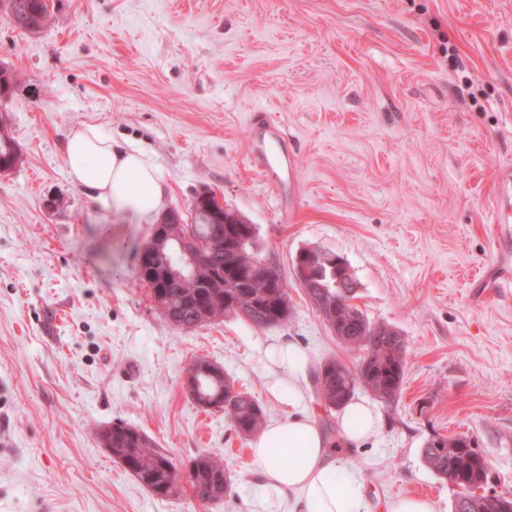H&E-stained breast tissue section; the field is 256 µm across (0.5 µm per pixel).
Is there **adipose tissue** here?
Instances as JSON below:
<instances>
[{
  "label": "adipose tissue",
  "instance_id": "ef3b65f1",
  "mask_svg": "<svg viewBox=\"0 0 512 512\" xmlns=\"http://www.w3.org/2000/svg\"><path fill=\"white\" fill-rule=\"evenodd\" d=\"M64 160L73 182L101 208L155 219L163 201V185L154 163L136 149H125L92 125L71 131ZM271 391L288 407V418L267 425L252 448L257 479L255 512H370L359 473L336 458L316 423L298 417L305 404L301 381L310 362L291 341L273 345ZM380 426L378 413L353 400L340 415V445L360 443Z\"/></svg>",
  "mask_w": 512,
  "mask_h": 512
}]
</instances>
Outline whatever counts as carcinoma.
Here are the masks:
<instances>
[{
    "label": "carcinoma",
    "mask_w": 512,
    "mask_h": 512,
    "mask_svg": "<svg viewBox=\"0 0 512 512\" xmlns=\"http://www.w3.org/2000/svg\"><path fill=\"white\" fill-rule=\"evenodd\" d=\"M0 17L25 32L37 33L47 24L49 10L46 0H0ZM20 160L13 140L1 137L0 164L10 169ZM190 219L185 231L203 244L197 265L186 264L180 279H163L148 267L139 274L166 298L163 317L181 329L226 317L239 318L257 328L285 324L288 289L281 287L279 267L260 255L247 225L213 224L199 214ZM322 253L321 249L309 250L312 282L305 293L344 348L359 351L360 358L352 368L339 359L321 363L313 376L316 396L329 408H342L362 388L392 404L401 394L405 376V342L393 328L369 322L354 304L355 289L338 286L336 254L324 257ZM194 364L198 366L192 391L195 402L223 410L233 429L243 436L260 432L266 417L258 401L234 388L229 377L208 371L210 361L198 358ZM112 456L160 498L177 495L180 487L172 486V482L182 477L202 505L218 503L232 490L221 456L203 451L190 460L183 474L148 435L124 423L112 424ZM423 458L434 473L460 489L456 512H495L474 501L471 484L486 480L488 463L462 438L431 440L423 449Z\"/></svg>",
    "instance_id": "cac0c4a2"
}]
</instances>
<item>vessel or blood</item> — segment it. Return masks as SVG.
Masks as SVG:
<instances>
[{
  "label": "vessel or blood",
  "mask_w": 512,
  "mask_h": 512,
  "mask_svg": "<svg viewBox=\"0 0 512 512\" xmlns=\"http://www.w3.org/2000/svg\"><path fill=\"white\" fill-rule=\"evenodd\" d=\"M248 161L260 169L279 191H286L296 179V166L288 152V136L283 127L263 110H254L248 123ZM492 231L501 251L512 248V166L496 175Z\"/></svg>",
  "instance_id": "1"
}]
</instances>
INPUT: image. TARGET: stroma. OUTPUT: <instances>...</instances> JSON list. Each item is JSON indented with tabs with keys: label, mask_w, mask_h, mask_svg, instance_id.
<instances>
[{
	"label": "stroma",
	"mask_w": 512,
	"mask_h": 512,
	"mask_svg": "<svg viewBox=\"0 0 512 512\" xmlns=\"http://www.w3.org/2000/svg\"><path fill=\"white\" fill-rule=\"evenodd\" d=\"M30 34L0 19L13 75L0 136V512H253L251 438L184 389L197 358L262 405L266 350L301 345L312 365L353 362L296 278L315 248L343 257L366 318L406 342L400 397L360 390L378 431L338 455L372 512L416 494L455 512L459 490L426 465L437 437H467L488 462L482 494L512 493V294L486 232L495 173L512 164V0H48ZM265 107L288 134L297 179L282 199L246 161ZM145 152L164 210L214 191L256 227L288 283L286 324L227 318L174 328L138 277L154 226L99 207L68 175L71 129ZM295 212L285 222L283 207ZM136 427L178 468L208 450L233 477L203 505L160 498L97 441Z\"/></svg>",
	"instance_id": "35a3bbf8"
}]
</instances>
